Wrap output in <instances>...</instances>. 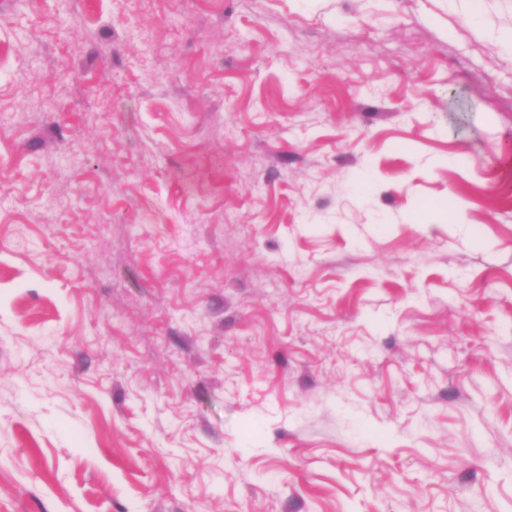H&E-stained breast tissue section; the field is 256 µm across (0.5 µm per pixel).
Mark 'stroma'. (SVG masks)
<instances>
[{
    "mask_svg": "<svg viewBox=\"0 0 512 512\" xmlns=\"http://www.w3.org/2000/svg\"><path fill=\"white\" fill-rule=\"evenodd\" d=\"M512 0H0V512H512Z\"/></svg>",
    "mask_w": 512,
    "mask_h": 512,
    "instance_id": "obj_1",
    "label": "stroma"
}]
</instances>
